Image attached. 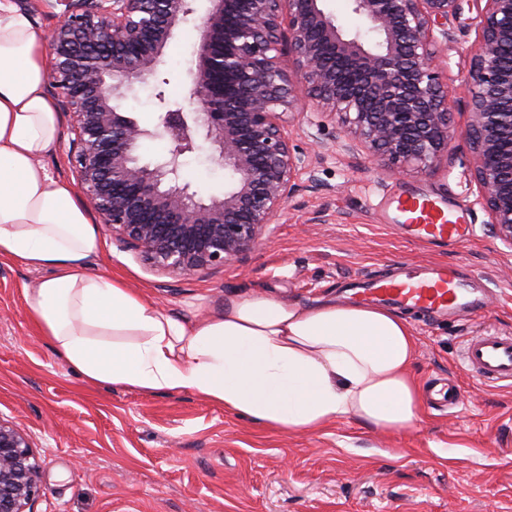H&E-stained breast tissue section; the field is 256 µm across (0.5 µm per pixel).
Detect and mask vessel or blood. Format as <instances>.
<instances>
[{
  "mask_svg": "<svg viewBox=\"0 0 512 512\" xmlns=\"http://www.w3.org/2000/svg\"><path fill=\"white\" fill-rule=\"evenodd\" d=\"M409 239L432 244L459 245L469 242L474 231L466 207L448 206L439 199L409 193L390 199ZM358 297L385 302L421 317L456 315L480 309L479 299L470 296L468 284L457 267L437 264L400 269L398 273L372 278L357 288ZM466 371L489 382H512V336L485 330L467 340L462 351Z\"/></svg>",
  "mask_w": 512,
  "mask_h": 512,
  "instance_id": "1",
  "label": "vessel or blood"
}]
</instances>
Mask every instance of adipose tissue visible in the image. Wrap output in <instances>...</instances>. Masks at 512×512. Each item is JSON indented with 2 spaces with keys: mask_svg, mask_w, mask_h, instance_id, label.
I'll return each instance as SVG.
<instances>
[{
  "mask_svg": "<svg viewBox=\"0 0 512 512\" xmlns=\"http://www.w3.org/2000/svg\"><path fill=\"white\" fill-rule=\"evenodd\" d=\"M49 54L28 13L0 0V256L52 268L25 298L55 350L88 381L190 390L281 432L349 417L384 433L414 425L415 339L393 310L250 294L180 320L121 280L90 272L99 241L89 212L41 163L59 135L44 91Z\"/></svg>",
  "mask_w": 512,
  "mask_h": 512,
  "instance_id": "ef3b65f1",
  "label": "adipose tissue"
}]
</instances>
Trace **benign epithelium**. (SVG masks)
I'll return each instance as SVG.
<instances>
[{
	"mask_svg": "<svg viewBox=\"0 0 512 512\" xmlns=\"http://www.w3.org/2000/svg\"><path fill=\"white\" fill-rule=\"evenodd\" d=\"M61 23L49 83L72 116L68 156L100 222L156 269L194 276L242 262L300 187L304 159L285 130L297 87L359 141L398 168H429L448 154V93L438 82L431 29L460 0H353L373 45L343 34L322 0H210L186 111L141 127L114 104L123 87L156 76L173 30L196 0H59ZM467 86L464 131L489 224L512 245V0H485ZM204 137L232 179L205 202L180 183L181 159ZM164 137L167 154L141 164L144 138ZM42 492L40 465L16 424L0 419V512H30Z\"/></svg>",
	"mask_w": 512,
	"mask_h": 512,
	"instance_id": "benign-epithelium-1",
	"label": "benign epithelium"
}]
</instances>
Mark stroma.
I'll return each instance as SVG.
<instances>
[{
    "instance_id": "obj_1",
    "label": "stroma",
    "mask_w": 512,
    "mask_h": 512,
    "mask_svg": "<svg viewBox=\"0 0 512 512\" xmlns=\"http://www.w3.org/2000/svg\"><path fill=\"white\" fill-rule=\"evenodd\" d=\"M447 28H434L439 81L450 91L456 132L434 168L394 174L363 148L344 152L337 124L299 102L286 130L304 152L300 190L266 227L245 262L191 277L152 268L104 224L91 272L120 275L179 319L223 309L252 291L291 304L340 298L344 288L389 273L396 262L448 263L463 270L485 301L481 310L420 320L410 368L420 386L457 381L464 401L423 407L416 424L383 434L358 418L314 432L281 433L192 391L146 394L92 384L39 336L24 292L50 276L0 257V418L30 437L42 492L33 512H512V384L485 383L461 364L465 341L486 329L512 334V246L489 224L483 193L463 136L465 88L480 39L472 0H461ZM198 13L178 28L155 80L134 83L118 105L147 129L161 109L156 91L185 103L195 63ZM208 142L183 160L181 176L203 200L222 197L230 181ZM320 188L312 191L309 180ZM420 193L467 206L475 237L461 247L406 239L377 205Z\"/></svg>"
}]
</instances>
